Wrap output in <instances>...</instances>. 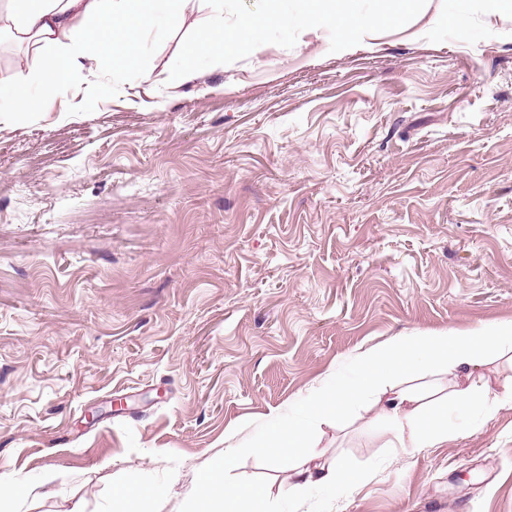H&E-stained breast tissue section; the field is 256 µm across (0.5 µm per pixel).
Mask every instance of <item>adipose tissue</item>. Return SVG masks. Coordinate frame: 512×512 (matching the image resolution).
<instances>
[{
  "instance_id": "1",
  "label": "adipose tissue",
  "mask_w": 512,
  "mask_h": 512,
  "mask_svg": "<svg viewBox=\"0 0 512 512\" xmlns=\"http://www.w3.org/2000/svg\"><path fill=\"white\" fill-rule=\"evenodd\" d=\"M385 17L360 13L357 0H304V12L289 13L287 0H272L263 15H242L235 27L224 24V0H0V42L22 50L13 66L0 68V112L26 115L49 109L55 93L78 87L101 65V50L112 45L123 57L122 69L138 71L139 44L126 43L125 31L149 24L164 31L187 26L194 13L202 24L193 42L173 53L164 71L166 82L193 80L222 56L260 38L270 22L287 26L302 21L346 37L354 31L419 10L421 0H387ZM512 352V321L475 328L417 332L378 343L354 354L348 374H333L308 395L292 400L287 411L272 416L255 446L293 478L292 490L336 484L355 488L363 476L345 461L333 469L314 464L323 428H341L350 409L374 400L387 424L377 436L388 448H440L456 439L448 411L479 410L493 416L497 401L484 398L473 376L493 356ZM459 378L457 389L428 412L424 396L409 386L425 371ZM238 449L225 446L197 469L192 479L190 512H267L269 490L239 483ZM164 484L125 482L113 487L107 512H150L165 502Z\"/></svg>"
}]
</instances>
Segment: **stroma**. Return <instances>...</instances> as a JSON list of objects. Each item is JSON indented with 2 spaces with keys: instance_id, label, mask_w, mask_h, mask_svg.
Instances as JSON below:
<instances>
[{
  "instance_id": "obj_1",
  "label": "stroma",
  "mask_w": 512,
  "mask_h": 512,
  "mask_svg": "<svg viewBox=\"0 0 512 512\" xmlns=\"http://www.w3.org/2000/svg\"><path fill=\"white\" fill-rule=\"evenodd\" d=\"M193 32H149L144 73L0 120V474L18 512H106L243 442L273 512H512L504 404L443 448L390 451L368 409L326 431L350 491L288 499L246 443L369 346L512 319V9L425 0L342 38L269 29L199 78L157 71ZM39 485L29 484L20 478L0 479V510L2 505L18 503L24 497L34 494Z\"/></svg>"
}]
</instances>
